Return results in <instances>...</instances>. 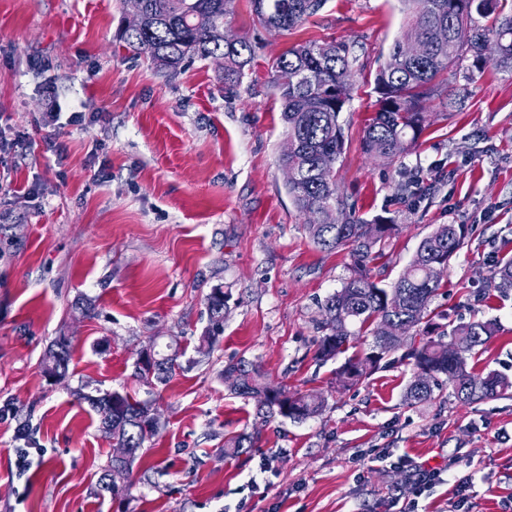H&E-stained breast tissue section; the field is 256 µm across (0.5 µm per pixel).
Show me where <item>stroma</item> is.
Listing matches in <instances>:
<instances>
[{
    "mask_svg": "<svg viewBox=\"0 0 512 512\" xmlns=\"http://www.w3.org/2000/svg\"><path fill=\"white\" fill-rule=\"evenodd\" d=\"M125 11L124 0H0V135L24 140L0 155V512H387L395 499L448 512L465 475V512H512V397L462 404L443 392L411 406L413 367L398 355L346 389L337 361L315 359L324 302L350 257L317 247L288 195L270 67L297 42L353 46L336 180L364 218L400 226L372 272L391 285L437 225H467L432 307L457 324L494 320L468 365L511 379L512 290L486 281L512 257V74L487 65L457 81L453 99L440 84L426 102L435 122L389 162L366 154L362 136L375 72L404 29L400 0H326L280 32L251 0H233L225 28L256 44L235 86L212 61L171 77L120 47ZM53 98L84 122L50 135L42 114ZM404 182L418 196L398 195ZM216 288L227 310L209 350L200 338ZM60 336L71 359L52 380L42 360ZM169 343L179 353L170 382L135 377L140 352ZM242 358L272 384L320 395L322 414L257 418L255 399L224 384L225 365ZM115 390L159 415L118 499L99 487L112 438L77 399ZM21 424L44 450L22 474ZM241 433L251 448L225 456ZM404 458L444 469V483L415 497Z\"/></svg>",
    "mask_w": 512,
    "mask_h": 512,
    "instance_id": "35a3bbf8",
    "label": "stroma"
}]
</instances>
